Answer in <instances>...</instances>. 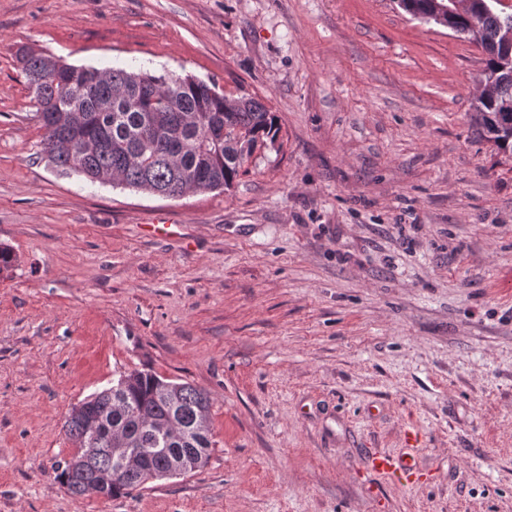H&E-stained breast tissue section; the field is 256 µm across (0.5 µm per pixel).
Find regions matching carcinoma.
<instances>
[{"mask_svg":"<svg viewBox=\"0 0 512 512\" xmlns=\"http://www.w3.org/2000/svg\"><path fill=\"white\" fill-rule=\"evenodd\" d=\"M443 0H399L415 19L439 10ZM477 46L484 55L480 78L496 85L480 95L473 120L487 141L512 152V52L503 48L506 15L481 14ZM43 136L42 154L63 173L92 183H112L177 198L233 185L256 149L276 137V120L255 97H228L209 81L123 67L73 65L37 52H18ZM225 129L223 139H204L206 127ZM211 400L189 382H173L133 369L115 384L75 405L64 422L76 452L56 462L55 479L72 496L92 493L88 472L112 477L105 498L129 494L165 473L171 454H154L122 468L114 448H172L206 465L212 447Z\"/></svg>","mask_w":512,"mask_h":512,"instance_id":"carcinoma-1","label":"carcinoma"}]
</instances>
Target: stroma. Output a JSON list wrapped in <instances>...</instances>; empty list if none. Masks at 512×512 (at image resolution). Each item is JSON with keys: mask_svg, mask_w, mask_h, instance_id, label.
<instances>
[{"mask_svg": "<svg viewBox=\"0 0 512 512\" xmlns=\"http://www.w3.org/2000/svg\"><path fill=\"white\" fill-rule=\"evenodd\" d=\"M24 46L215 81L277 139L223 191L61 173ZM482 67L396 0H0V512H512V154L470 119ZM133 369L208 392V463L70 496L65 418ZM371 469L380 476L400 483L414 484L418 480L415 465L402 462L389 453H378L370 459Z\"/></svg>", "mask_w": 512, "mask_h": 512, "instance_id": "obj_1", "label": "stroma"}]
</instances>
